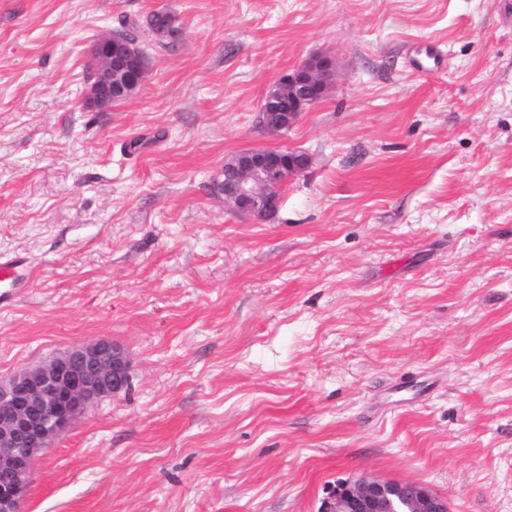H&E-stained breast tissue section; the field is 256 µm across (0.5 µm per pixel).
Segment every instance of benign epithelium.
<instances>
[{"instance_id":"7a95c632","label":"benign epithelium","mask_w":512,"mask_h":512,"mask_svg":"<svg viewBox=\"0 0 512 512\" xmlns=\"http://www.w3.org/2000/svg\"><path fill=\"white\" fill-rule=\"evenodd\" d=\"M87 105L103 111L130 97L145 76L140 43L113 33L89 52ZM333 76L328 57L308 60L283 75L265 95L260 127L281 133L325 96ZM288 102V111L281 104ZM307 167L304 155L277 149L247 150L224 164V203L264 218L281 204L288 178ZM130 360L114 343L77 347L41 366L0 381V512H20L36 454L48 448L98 401L126 389ZM324 512H449L448 500L427 486L362 477L339 486Z\"/></svg>"}]
</instances>
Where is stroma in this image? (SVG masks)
<instances>
[{
    "label": "stroma",
    "mask_w": 512,
    "mask_h": 512,
    "mask_svg": "<svg viewBox=\"0 0 512 512\" xmlns=\"http://www.w3.org/2000/svg\"><path fill=\"white\" fill-rule=\"evenodd\" d=\"M171 14L88 108L100 35ZM334 58L288 132L267 90ZM308 168L259 220L245 149ZM0 379L131 360L38 456L24 512H323L361 476L512 512V0H0ZM307 167L303 154L277 149L247 150L224 164V203L237 212L264 218L281 204L288 178ZM24 278L29 279L28 267L23 258L15 256L0 259V282L8 284V290L0 293L1 310L8 309L15 297V290L22 288Z\"/></svg>",
    "instance_id": "35a3bbf8"
}]
</instances>
